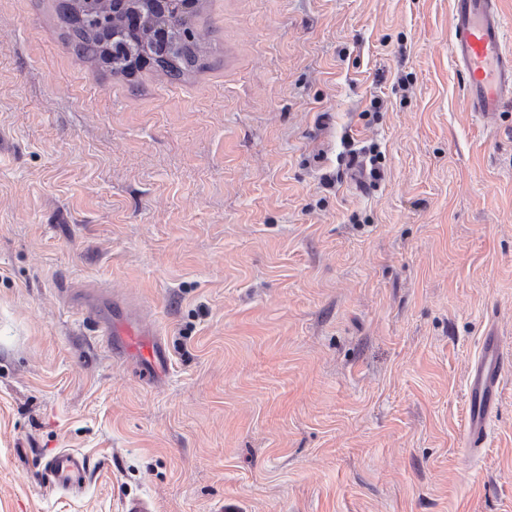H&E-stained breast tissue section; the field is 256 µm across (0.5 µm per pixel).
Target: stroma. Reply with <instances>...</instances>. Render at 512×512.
<instances>
[{"mask_svg": "<svg viewBox=\"0 0 512 512\" xmlns=\"http://www.w3.org/2000/svg\"><path fill=\"white\" fill-rule=\"evenodd\" d=\"M0 0V512H512V107L469 112L452 0H198L182 80ZM385 155L378 187L345 139ZM124 313L165 358L102 345ZM61 449L84 492L43 487ZM512 366V356L501 348L499 336H484L482 353L468 377L467 444L472 450L483 447L488 422L497 407L501 376Z\"/></svg>", "mask_w": 512, "mask_h": 512, "instance_id": "obj_1", "label": "stroma"}]
</instances>
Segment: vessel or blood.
<instances>
[{
	"mask_svg": "<svg viewBox=\"0 0 512 512\" xmlns=\"http://www.w3.org/2000/svg\"><path fill=\"white\" fill-rule=\"evenodd\" d=\"M450 55L463 77L469 111L479 119L495 118L512 106V44L508 43L501 0H453ZM512 367L498 336H485L482 353L468 377V432L471 449L482 448L497 407L501 376ZM44 483L52 489L80 493L87 484L89 462L80 453L60 450L40 462Z\"/></svg>",
	"mask_w": 512,
	"mask_h": 512,
	"instance_id": "obj_1",
	"label": "vessel or blood"
}]
</instances>
